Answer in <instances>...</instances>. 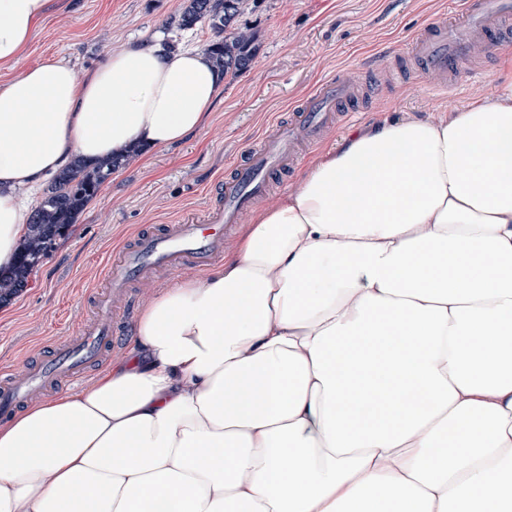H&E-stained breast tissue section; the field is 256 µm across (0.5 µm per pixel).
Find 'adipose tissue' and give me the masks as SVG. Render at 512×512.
Segmentation results:
<instances>
[{
	"instance_id": "1",
	"label": "adipose tissue",
	"mask_w": 512,
	"mask_h": 512,
	"mask_svg": "<svg viewBox=\"0 0 512 512\" xmlns=\"http://www.w3.org/2000/svg\"><path fill=\"white\" fill-rule=\"evenodd\" d=\"M57 0H0L13 68ZM224 88L134 41L0 83V269L73 158L172 147ZM136 347L0 421V512H512V61L450 115L344 136Z\"/></svg>"
}]
</instances>
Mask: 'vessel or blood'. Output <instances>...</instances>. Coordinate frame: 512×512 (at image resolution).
Listing matches in <instances>:
<instances>
[{"mask_svg": "<svg viewBox=\"0 0 512 512\" xmlns=\"http://www.w3.org/2000/svg\"><path fill=\"white\" fill-rule=\"evenodd\" d=\"M454 21L441 20L414 34L406 54L422 72L446 80L460 71L478 52L491 51L512 39V0H461ZM358 96L353 81L336 78L321 83L305 100L294 123L277 128L245 158L232 165V173L218 181V200L204 219L187 214L177 223L139 230L108 264L107 291L95 297L94 309L77 335L63 339L51 358L19 376L0 371V416L47 388L83 375L90 362L100 361L117 344L115 325L134 308L127 286L131 281L190 264L207 269L224 252V240L240 211L260 199L273 171L296 165L299 142L319 144L325 132L354 120L351 104Z\"/></svg>", "mask_w": 512, "mask_h": 512, "instance_id": "1", "label": "vessel or blood"}]
</instances>
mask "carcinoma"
Instances as JSON below:
<instances>
[{
	"mask_svg": "<svg viewBox=\"0 0 512 512\" xmlns=\"http://www.w3.org/2000/svg\"><path fill=\"white\" fill-rule=\"evenodd\" d=\"M259 3L260 0H188L175 28L186 31L202 21L208 22L213 39L205 49L224 76L233 78L247 71L255 57V32L240 24V18L255 11ZM137 153L134 149L94 165L76 159L52 178L30 215L15 265L7 274L0 272V302L27 285L29 276L54 248L56 240L67 234L75 215Z\"/></svg>",
	"mask_w": 512,
	"mask_h": 512,
	"instance_id": "obj_1",
	"label": "carcinoma"
}]
</instances>
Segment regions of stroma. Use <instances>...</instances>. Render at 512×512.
Here are the masks:
<instances>
[{
	"instance_id": "stroma-1",
	"label": "stroma",
	"mask_w": 512,
	"mask_h": 512,
	"mask_svg": "<svg viewBox=\"0 0 512 512\" xmlns=\"http://www.w3.org/2000/svg\"><path fill=\"white\" fill-rule=\"evenodd\" d=\"M452 0H262L244 20L257 35L249 70L224 81V91L202 129L172 148H158L119 168L75 218L66 236L33 272L26 288L0 304V366L35 367L54 342L76 333L91 291L103 288V269L135 229L172 222L183 211L202 213L226 167L260 145L277 122L298 112L301 100L330 75L361 87L360 116L349 128H368L405 115L438 117L490 92L501 52L474 59L447 96L415 74L393 84L384 73L366 74V60L400 52L418 30L450 13ZM38 25L19 68L54 56L78 74L94 70L114 48L151 39L179 13L184 0H64ZM342 130L304 148L302 161L272 174L257 208L293 191L313 160L335 148Z\"/></svg>"
}]
</instances>
